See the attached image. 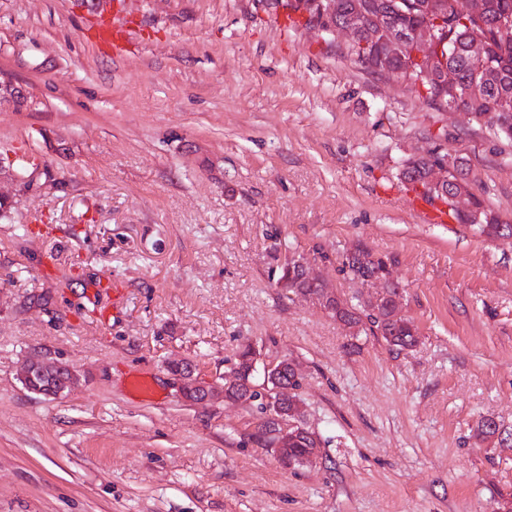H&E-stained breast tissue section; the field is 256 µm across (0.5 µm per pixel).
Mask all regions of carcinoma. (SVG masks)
I'll use <instances>...</instances> for the list:
<instances>
[{"label":"carcinoma","instance_id":"cac0c4a2","mask_svg":"<svg viewBox=\"0 0 512 512\" xmlns=\"http://www.w3.org/2000/svg\"><path fill=\"white\" fill-rule=\"evenodd\" d=\"M337 18L347 20L353 5L363 9V32L361 41L350 45L351 55L358 63L375 73H393L398 76L408 70L421 72L426 63L413 59L408 50L402 49L391 56H381L379 42L384 32L392 28L411 30L425 24V16L416 7L417 0H336ZM487 10L474 13L459 4L450 5L447 14L436 28L441 45V58L445 65L457 73L468 91L461 100L462 111L483 122L494 137L512 143V27L504 22L512 18V0H485ZM424 99L438 108L447 107L453 95L441 98L436 82L422 85ZM448 170V195L439 196L432 191L430 176L435 168ZM466 159L451 158L432 151L427 156L410 158L399 178L412 185L427 202L439 200L448 203L450 195L469 197L471 207L466 211L453 210L454 219L460 224H469L487 238L512 236V224H502L498 216L485 208L483 201L473 191L465 174ZM341 270L349 280L365 284L373 279L379 281L381 290L377 295L352 296L336 294L325 297L322 288L307 280L293 258L278 267L276 283L288 292L314 298L327 314L344 325L352 335L371 334L381 338L396 350L410 348L417 342V327L409 318L401 315L399 285L390 278L387 263L374 258L362 245L356 244L342 255ZM250 346L243 347L234 364L233 379L224 382V395L228 401H236L243 383L255 381L249 357ZM285 391L282 405L288 417L306 421L305 404L300 396V380L291 366H286ZM254 441L264 448L272 449L273 456L281 463L298 461L309 455V449L320 447L319 436L306 429L300 433L276 435V429L261 422L252 434ZM474 438L482 443H502L500 425L481 418Z\"/></svg>","mask_w":512,"mask_h":512}]
</instances>
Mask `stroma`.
Here are the masks:
<instances>
[{"instance_id": "1", "label": "stroma", "mask_w": 512, "mask_h": 512, "mask_svg": "<svg viewBox=\"0 0 512 512\" xmlns=\"http://www.w3.org/2000/svg\"><path fill=\"white\" fill-rule=\"evenodd\" d=\"M113 8L138 31L118 59L91 8L0 0V80L33 100L0 108V152L25 162L0 184V512H492L512 445L471 430L490 416L512 432V239L424 223L398 174L432 146L464 156L512 224V144L266 0ZM356 244L388 261L414 347L352 336L277 287L301 255L352 293ZM247 344L295 361L312 463L282 467L251 438L256 407L187 402L166 368L187 359L220 386ZM36 353L75 387L24 388Z\"/></svg>"}]
</instances>
